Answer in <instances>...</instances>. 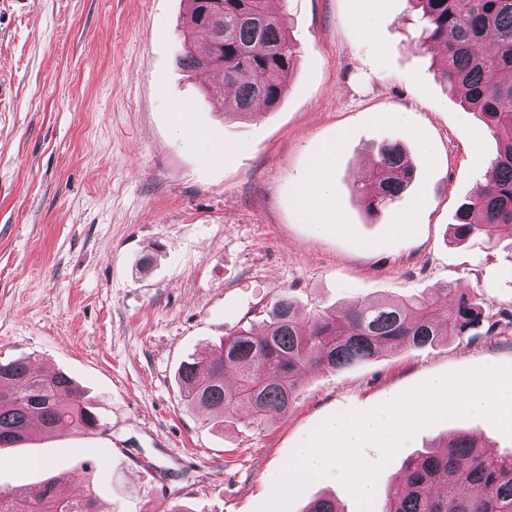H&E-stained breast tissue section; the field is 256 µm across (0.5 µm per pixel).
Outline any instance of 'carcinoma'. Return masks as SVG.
Instances as JSON below:
<instances>
[{"label":"carcinoma","instance_id":"1","mask_svg":"<svg viewBox=\"0 0 512 512\" xmlns=\"http://www.w3.org/2000/svg\"><path fill=\"white\" fill-rule=\"evenodd\" d=\"M221 9L190 0L177 65L207 82L206 59L224 58L222 82L207 86L232 110L257 116L255 106L277 104L297 59L282 16L267 0H223ZM420 10L417 47L443 46L436 78L460 90L480 111L486 128L500 139L484 182L457 212L452 237L464 241L495 235L512 226V0H408ZM416 169L396 143L381 147L358 189L365 209L377 213L398 199ZM480 296L448 283L417 297L361 301L324 308L300 318L291 298L271 307L260 334L241 327L209 351L178 368L181 399L222 420L248 408L255 422L274 421L293 406L299 375L313 368L331 371L387 355L401 346L422 348L494 333ZM100 419L73 379L63 372L33 368L26 358L0 363V448L42 431L93 432ZM69 478L48 480L30 495L0 491V512H100L92 487L68 495ZM304 512H340L329 497L312 500ZM382 512H512V455L495 454L471 435L453 438L418 454L407 465L404 484L390 489Z\"/></svg>","mask_w":512,"mask_h":512}]
</instances>
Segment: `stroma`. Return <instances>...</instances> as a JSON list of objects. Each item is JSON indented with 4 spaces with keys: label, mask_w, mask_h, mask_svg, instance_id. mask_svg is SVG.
Listing matches in <instances>:
<instances>
[{
    "label": "stroma",
    "mask_w": 512,
    "mask_h": 512,
    "mask_svg": "<svg viewBox=\"0 0 512 512\" xmlns=\"http://www.w3.org/2000/svg\"><path fill=\"white\" fill-rule=\"evenodd\" d=\"M275 2L296 66L279 105L241 119L176 63L188 0H0V359L68 374L103 423L0 448V490L67 475L72 494L90 479L103 512H263L270 475L326 420L435 376L512 366V231L450 240L499 143L437 80L438 48L411 45V4ZM186 115L200 138L185 136ZM395 142L415 179L372 216L353 186ZM325 149L333 228L318 237L300 194ZM443 283L481 295L500 331L304 372L288 413L260 425L243 409L219 428L181 399L180 364L238 327L262 332L280 296L305 317ZM460 431L512 453L480 417L422 428L380 472L370 512L417 450ZM292 489L287 512L325 495L358 512L334 477Z\"/></svg>",
    "instance_id": "35a3bbf8"
}]
</instances>
